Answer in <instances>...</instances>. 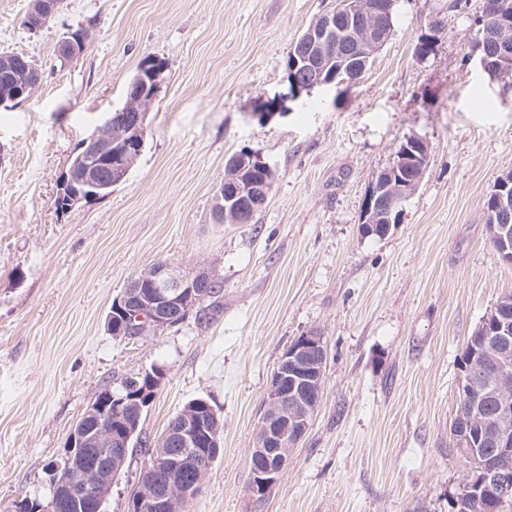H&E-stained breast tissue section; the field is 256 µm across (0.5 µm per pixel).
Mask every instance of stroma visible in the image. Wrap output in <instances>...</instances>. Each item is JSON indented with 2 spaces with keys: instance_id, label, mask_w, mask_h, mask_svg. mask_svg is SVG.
<instances>
[{
  "instance_id": "1",
  "label": "stroma",
  "mask_w": 512,
  "mask_h": 512,
  "mask_svg": "<svg viewBox=\"0 0 512 512\" xmlns=\"http://www.w3.org/2000/svg\"><path fill=\"white\" fill-rule=\"evenodd\" d=\"M336 0H62L25 23L0 0V54H23L39 87L0 109V512L48 493L49 464L103 389L158 372L143 437L203 398L220 453L185 512H451L469 470L450 445L459 361L504 295L512 265L490 243L484 201L512 170V84L474 49L482 0H462L431 55L415 46L447 0H395L393 27L360 82L288 101L297 37ZM89 37L69 61L72 31ZM164 64L145 146L111 193L66 210L55 198L81 142L120 106L144 58ZM286 115L259 118L268 103ZM430 164L384 238L361 234L375 175L406 138ZM272 170L250 224L211 209L230 155ZM165 261L222 282L196 315L134 339L107 316L131 280ZM324 338L312 425L261 497L248 466L270 377L302 333ZM147 460L134 448L105 512H131ZM40 1L38 8L30 12L25 18V24L28 28L35 29L36 26L48 23L53 19L58 11L60 2L57 0H36ZM40 21V22H39ZM39 22V23H38Z\"/></svg>"
}]
</instances>
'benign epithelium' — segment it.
Returning <instances> with one entry per match:
<instances>
[{"instance_id": "1", "label": "benign epithelium", "mask_w": 512, "mask_h": 512, "mask_svg": "<svg viewBox=\"0 0 512 512\" xmlns=\"http://www.w3.org/2000/svg\"><path fill=\"white\" fill-rule=\"evenodd\" d=\"M59 0H40L38 8L25 18L29 28H36L53 19ZM394 0H339L336 8L313 23L292 45L288 73L291 81L290 97L296 99L316 88L330 86L336 79L323 78L312 56L325 49L343 58H362L376 54L385 44L382 19L390 15ZM357 15L365 19L362 26L348 29L344 37L336 36L340 17ZM496 35V65L508 68L512 63V18H499ZM87 33L79 31L64 39L58 46V56L71 60L81 52ZM162 74V65L147 60L137 75L128 83L121 107L108 113L102 124L80 144V168H70L63 176L56 196L59 208H70L78 202L97 197L70 190L74 179L95 190L101 184L114 186L127 176L140 156L146 135L147 110L155 98ZM0 76L13 86L8 93H0V109L10 108L19 100L30 97L41 80V73L18 56H0ZM415 158L405 150L394 155L390 164L376 174L366 199L362 234L385 237L392 225L399 222L404 202L419 185L412 163ZM263 172L269 167L249 151L237 153L227 165L224 185L214 196L213 221L216 224H235L238 204L224 205V186L235 188L239 204L253 207L265 203L270 186L264 181L244 177L247 169ZM512 173L502 175L495 192L489 196V211L503 220L489 226L490 240L494 241L501 260L512 263V226L505 220L512 215ZM211 278L200 269L182 274L168 263L160 262L134 280L114 302L108 315V330L120 338L135 329L139 333L160 330L173 325L181 316H187L200 301L198 286ZM484 340L470 347L465 362L460 364L459 390L465 397L471 415L485 426L483 436L473 439L467 426L453 425L451 445L463 449L471 462L470 474L464 492L456 501V512H469L475 502L488 504L490 512H500L512 504V312L494 309L482 320ZM323 337L309 331L297 337L281 355L264 396L263 414L257 426L255 446L251 450L249 471L250 491L263 496L279 479L288 466L292 448L307 434L312 416L322 397L325 358L318 357L323 350ZM139 383L131 381L124 389L110 390L107 397L90 406L86 416L93 426L79 424L72 433L64 458L69 460L81 448L106 444V450L87 467H67L61 479L54 480V488L46 507L55 512L60 504V491L72 486L93 491L95 512L112 491V474L124 465L128 442L136 432L127 416L133 410L143 411L152 403L146 393L137 392ZM176 429L168 430V441L179 446L171 453L161 448L151 454L146 471L164 469L171 479L161 492L137 497L138 509L151 512H178L179 503L194 496L202 484L198 479L188 485L180 481L178 472L185 458L207 452L218 455V431L221 425L212 405L202 403L181 411Z\"/></svg>"}]
</instances>
